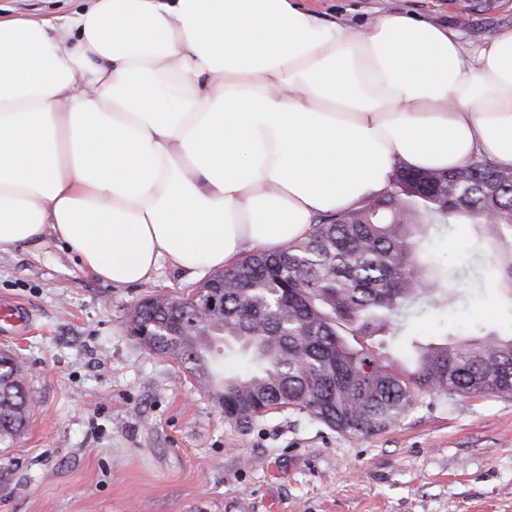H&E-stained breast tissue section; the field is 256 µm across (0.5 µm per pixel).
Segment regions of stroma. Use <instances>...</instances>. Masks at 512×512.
I'll return each mask as SVG.
<instances>
[{
  "instance_id": "obj_1",
  "label": "stroma",
  "mask_w": 512,
  "mask_h": 512,
  "mask_svg": "<svg viewBox=\"0 0 512 512\" xmlns=\"http://www.w3.org/2000/svg\"><path fill=\"white\" fill-rule=\"evenodd\" d=\"M481 2L308 0L352 29L385 11L434 20L469 47L512 27V0L490 12ZM82 6L0 0V13L41 19ZM478 237L469 224L433 237L435 260L480 278L463 280L448 309L413 318L407 336L512 328V303ZM197 284L166 263L116 288L55 241L0 253V303L31 314L0 350L23 364L32 397L22 434L0 444V512H512V399L425 395L367 438L290 409L245 432L229 425L194 376L127 330L143 298Z\"/></svg>"
}]
</instances>
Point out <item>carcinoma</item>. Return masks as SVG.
Segmentation results:
<instances>
[{"label": "carcinoma", "mask_w": 512, "mask_h": 512, "mask_svg": "<svg viewBox=\"0 0 512 512\" xmlns=\"http://www.w3.org/2000/svg\"><path fill=\"white\" fill-rule=\"evenodd\" d=\"M451 224L487 230L512 296V168L474 155L444 171L399 164L383 192L213 273L197 285L217 302L207 320L177 295H153L128 329L190 372L239 429L288 408L361 438L395 425L420 394L511 398L512 333L424 350L417 342L401 369L372 345L461 296L460 274L426 256L430 235ZM23 380L21 364L0 352V443L25 427Z\"/></svg>", "instance_id": "obj_1"}]
</instances>
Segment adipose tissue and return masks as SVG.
Returning a JSON list of instances; mask_svg holds the SVG:
<instances>
[{"label": "adipose tissue", "instance_id": "1", "mask_svg": "<svg viewBox=\"0 0 512 512\" xmlns=\"http://www.w3.org/2000/svg\"><path fill=\"white\" fill-rule=\"evenodd\" d=\"M512 167V27L474 48L301 0H92L0 17V252L63 243L115 287L304 236L395 164Z\"/></svg>", "mask_w": 512, "mask_h": 512}]
</instances>
